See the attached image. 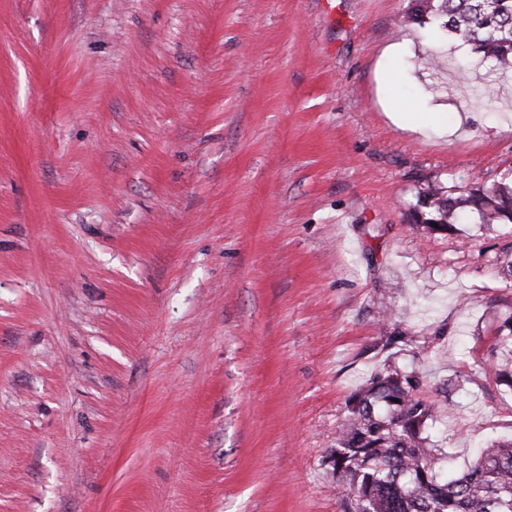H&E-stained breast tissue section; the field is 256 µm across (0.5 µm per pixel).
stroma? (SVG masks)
Returning <instances> with one entry per match:
<instances>
[{
    "instance_id": "stroma-1",
    "label": "stroma",
    "mask_w": 512,
    "mask_h": 512,
    "mask_svg": "<svg viewBox=\"0 0 512 512\" xmlns=\"http://www.w3.org/2000/svg\"><path fill=\"white\" fill-rule=\"evenodd\" d=\"M408 2L0 0V512H339L391 360L443 467L512 437V224L413 217L512 182V73ZM504 327L509 326L510 335L498 336L497 344L494 347L495 353L500 356L484 370L492 372L496 379L505 378L509 374V367L512 368V315L504 321Z\"/></svg>"
}]
</instances>
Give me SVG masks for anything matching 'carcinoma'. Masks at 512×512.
Instances as JSON below:
<instances>
[{
	"instance_id": "obj_1",
	"label": "carcinoma",
	"mask_w": 512,
	"mask_h": 512,
	"mask_svg": "<svg viewBox=\"0 0 512 512\" xmlns=\"http://www.w3.org/2000/svg\"><path fill=\"white\" fill-rule=\"evenodd\" d=\"M406 22L432 24L471 43L484 61L512 70V0H410ZM477 215L489 229L512 224V184L456 188L429 182L418 192L415 221L449 232ZM496 378L512 367V334L497 338ZM422 377L391 363L351 394L336 448L327 457L337 478L339 512H512V438L485 448L467 470L448 477L444 449L424 435L437 402L421 396Z\"/></svg>"
}]
</instances>
